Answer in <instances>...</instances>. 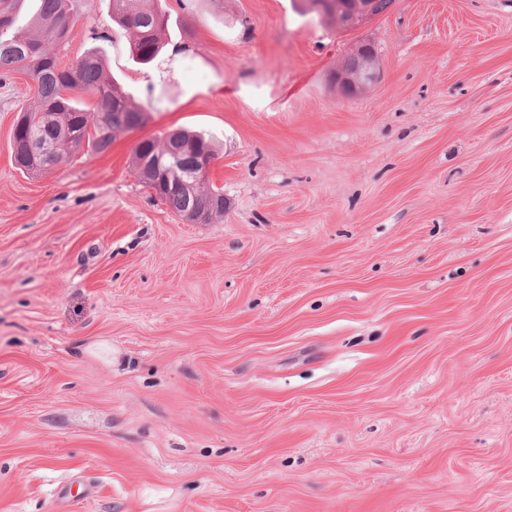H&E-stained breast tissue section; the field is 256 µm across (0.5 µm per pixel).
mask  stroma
Here are the masks:
<instances>
[{
	"label": "stroma",
	"instance_id": "obj_1",
	"mask_svg": "<svg viewBox=\"0 0 512 512\" xmlns=\"http://www.w3.org/2000/svg\"><path fill=\"white\" fill-rule=\"evenodd\" d=\"M72 5L146 121L26 173L0 76V512H512V0H160L147 65ZM176 129L210 223L132 169ZM394 0H347V1H309L307 7L309 10L317 11L322 17L331 19L328 13L331 11V5L334 6L332 16H336V26L341 28L357 27L375 14L385 12ZM355 63L336 70V87L353 93L365 84L374 83L380 75L379 60L371 48L360 45L354 52ZM182 144L177 145L173 142H168L169 140L178 141L179 137L175 132H171L167 137H163L162 139H145L139 142L133 152L132 156V164L136 174L140 177V179L152 190L156 189L155 180L156 173H154L152 162L158 156H164L167 159L172 160L171 154L173 153V148H179L182 146H189L190 148L196 147L197 150L202 151L201 147L206 150V156L210 160L213 161L215 158V151L213 149L212 144L207 141L201 135H198L194 132L188 130H182ZM196 142V145L193 143ZM172 147H171V146ZM205 184L206 181L188 189L173 178L166 189L156 194L187 221L196 222L199 217H203L202 222L207 223L223 216L224 206H219L216 200L220 199L224 203V194L218 188L207 189Z\"/></svg>",
	"mask_w": 512,
	"mask_h": 512
}]
</instances>
